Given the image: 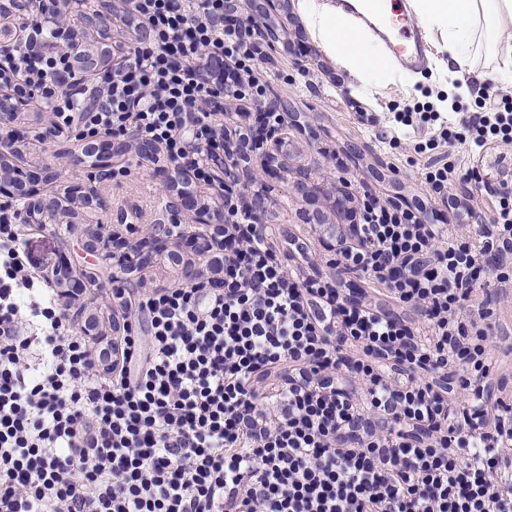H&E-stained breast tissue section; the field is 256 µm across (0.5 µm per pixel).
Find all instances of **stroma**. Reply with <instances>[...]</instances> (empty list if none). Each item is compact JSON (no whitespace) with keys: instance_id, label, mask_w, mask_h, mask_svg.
I'll return each instance as SVG.
<instances>
[{"instance_id":"35a3bbf8","label":"stroma","mask_w":512,"mask_h":512,"mask_svg":"<svg viewBox=\"0 0 512 512\" xmlns=\"http://www.w3.org/2000/svg\"><path fill=\"white\" fill-rule=\"evenodd\" d=\"M272 18L285 29L284 45L269 54L275 69L271 94L284 101L291 127L279 159L282 166L292 171L307 168L315 182L339 191L352 185L357 207L368 195L396 203L417 199L426 205L431 223L449 225L458 234L469 233L472 224L491 222L496 195L481 184L464 186L457 182L449 196L428 194L424 187L426 158L414 151L412 130L397 127L393 120L398 108L447 99L446 75L426 71L413 86L395 80L363 95L355 91L350 72L320 47L294 0H281ZM77 150L75 142L68 139L40 142L30 135L21 148L22 158L14 160L13 166L19 174L27 175L39 172L44 164L59 163V177L40 184L39 189L60 196L67 187L85 182L91 173L87 165L65 163V156ZM263 163L262 155L252 154L247 169L258 175L259 185L268 196L265 225L280 247H287L294 239L304 243L311 256L312 273L326 279L335 277L330 265L332 254L321 243L324 229L306 224L305 205L293 180L263 175ZM110 164L113 170H128L129 175L99 184L108 209L95 215V223L113 224L120 215L131 212L141 225L166 217V188L155 176L153 164L143 160L141 151L128 148ZM452 197L470 204L471 213H453L448 206ZM25 240L29 262L40 273H47L58 257H66L75 275L86 284L79 295L80 306L108 319L106 290L111 286V267L98 262L80 238L61 228L27 225Z\"/></svg>"}]
</instances>
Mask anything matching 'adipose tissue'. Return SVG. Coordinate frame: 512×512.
<instances>
[{
	"mask_svg": "<svg viewBox=\"0 0 512 512\" xmlns=\"http://www.w3.org/2000/svg\"><path fill=\"white\" fill-rule=\"evenodd\" d=\"M414 6L426 31L437 29L444 35V68L456 94L471 97L472 89L461 75L482 49L496 61L495 77L512 81V42L502 37L512 28V0H415ZM297 8L327 54L351 72L358 89L366 91L391 80L393 64L366 26L329 0H297Z\"/></svg>",
	"mask_w": 512,
	"mask_h": 512,
	"instance_id": "ef3b65f1",
	"label": "adipose tissue"
}]
</instances>
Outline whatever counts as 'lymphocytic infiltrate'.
I'll use <instances>...</instances> for the list:
<instances>
[{"label": "lymphocytic infiltrate", "instance_id": "lymphocytic-infiltrate-1", "mask_svg": "<svg viewBox=\"0 0 512 512\" xmlns=\"http://www.w3.org/2000/svg\"><path fill=\"white\" fill-rule=\"evenodd\" d=\"M144 36L99 86L60 44V0H11L23 24L0 46V88L35 97L57 136L99 154L104 136L156 144L188 179L209 151L251 128L224 125L225 101L266 106L267 59L233 0H121ZM479 110L449 121L432 104L396 113L421 133L425 184L447 194L456 153L512 144V96L486 86ZM24 198L0 203V512H512V342L480 288H512V184L473 236L428 223L422 207L366 197L356 274L388 301L300 275L253 206L225 200L212 279L126 288L111 321L76 330L31 268Z\"/></svg>", "mask_w": 512, "mask_h": 512}]
</instances>
